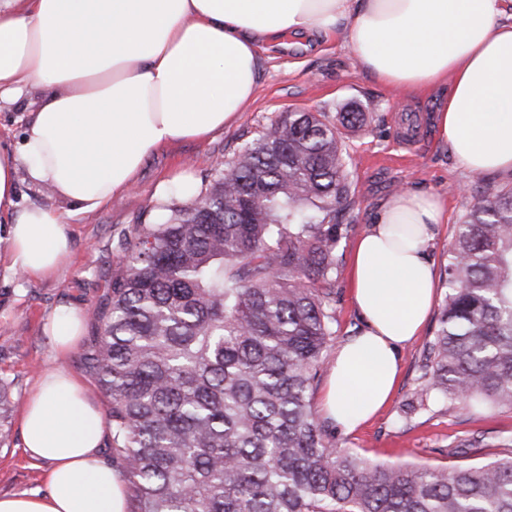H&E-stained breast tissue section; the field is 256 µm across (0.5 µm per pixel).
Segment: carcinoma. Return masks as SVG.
I'll use <instances>...</instances> for the list:
<instances>
[{
	"label": "carcinoma",
	"instance_id": "obj_1",
	"mask_svg": "<svg viewBox=\"0 0 512 512\" xmlns=\"http://www.w3.org/2000/svg\"><path fill=\"white\" fill-rule=\"evenodd\" d=\"M365 122L280 113L127 242L87 364L133 512H512V433L448 448L498 449L486 463L377 464L317 419L353 208L341 129ZM445 273L402 417L435 401L512 411V189L479 191Z\"/></svg>",
	"mask_w": 512,
	"mask_h": 512
}]
</instances>
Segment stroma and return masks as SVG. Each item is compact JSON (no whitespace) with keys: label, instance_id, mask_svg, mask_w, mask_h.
Masks as SVG:
<instances>
[{"label":"stroma","instance_id":"35a3bbf8","mask_svg":"<svg viewBox=\"0 0 512 512\" xmlns=\"http://www.w3.org/2000/svg\"><path fill=\"white\" fill-rule=\"evenodd\" d=\"M432 95L409 94L385 86L360 70L342 36L322 40L308 34L289 47L260 50V76L253 99L224 131L203 142L176 143L150 154L134 186L102 211L75 216L69 225V261L49 278H27L0 261V380L11 388V412L0 427V494L45 492L44 465L23 452L21 410L43 373L54 366L73 371L97 404L105 396L85 358L101 323L92 310L109 290L120 266L119 243L135 239L153 223L160 200L157 186L187 173L202 183L212 165L234 160L243 144L253 141L282 112L302 110L336 116L365 113V125L343 131L349 164V191L354 207L344 221L340 270L336 280V337L345 342L359 330L351 300L349 260L356 240L369 226L380 203L397 190L411 188L443 197L448 221L431 244L436 271H443L457 227L476 201L481 184L512 188V176L475 177L463 169L449 148L433 134ZM77 307L84 320L77 347L55 359L46 337L49 319L60 309ZM428 318L421 333L400 353L401 371L390 402L363 427L337 432L342 448L374 463L436 465L447 462L448 447L477 431H512V412L474 405L435 404L412 420L400 416L402 404L417 385L423 346L435 332Z\"/></svg>","mask_w":512,"mask_h":512}]
</instances>
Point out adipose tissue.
Listing matches in <instances>:
<instances>
[{"label": "adipose tissue", "instance_id": "obj_1", "mask_svg": "<svg viewBox=\"0 0 512 512\" xmlns=\"http://www.w3.org/2000/svg\"><path fill=\"white\" fill-rule=\"evenodd\" d=\"M341 33L390 87L441 90L435 134L472 173H512V0H0V105L39 104L0 144V258L49 277L70 254L68 221L127 192L145 159L230 125L254 95L262 43ZM54 204L20 206L18 171ZM435 193L389 196L350 259L361 327L337 351L319 398L352 431L384 407L399 353L429 317V245L445 220ZM56 356L82 333L78 310L48 324ZM45 493L0 495V512H126L128 488L99 449L103 414L77 376L47 371L22 415Z\"/></svg>", "mask_w": 512, "mask_h": 512}]
</instances>
